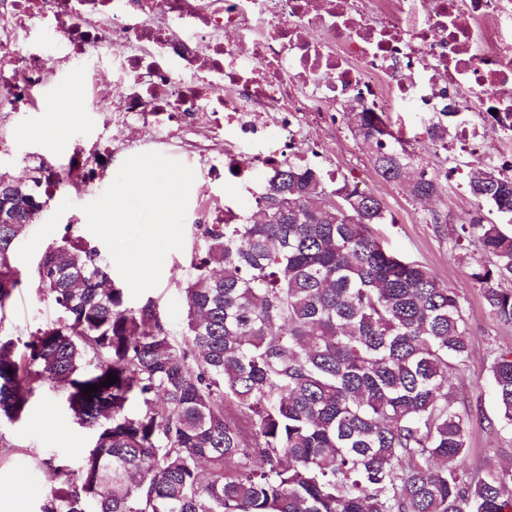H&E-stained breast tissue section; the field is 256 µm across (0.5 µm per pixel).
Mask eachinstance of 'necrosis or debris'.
Wrapping results in <instances>:
<instances>
[{
  "mask_svg": "<svg viewBox=\"0 0 512 512\" xmlns=\"http://www.w3.org/2000/svg\"><path fill=\"white\" fill-rule=\"evenodd\" d=\"M0 111L37 107L58 61L70 62L93 108L131 142L172 145L207 129L188 152L207 179H237L246 206L198 199L211 224L261 215L257 173L301 148L334 153L349 105L407 106L402 139L475 154L491 140L512 178V0H0ZM117 77L98 82L100 59ZM450 113L447 141L429 117ZM325 136L310 145L308 129Z\"/></svg>",
  "mask_w": 512,
  "mask_h": 512,
  "instance_id": "necrosis-or-debris-1",
  "label": "necrosis or debris"
}]
</instances>
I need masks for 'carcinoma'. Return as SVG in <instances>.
I'll list each match as a JSON object with an SVG mask.
<instances>
[{"label":"carcinoma","mask_w":512,"mask_h":512,"mask_svg":"<svg viewBox=\"0 0 512 512\" xmlns=\"http://www.w3.org/2000/svg\"><path fill=\"white\" fill-rule=\"evenodd\" d=\"M349 124L375 144L380 176L417 200L443 194L438 164L407 177L414 157L381 114ZM41 182L0 173L1 315L21 285L10 258L43 207ZM467 187L474 206L451 234L476 248L471 278L512 324V230L483 213L512 224V179L481 162ZM386 219L372 194L281 162L260 222L202 229L179 334L153 301L125 305L96 248L47 251L39 290L60 315L22 351L0 339V418L63 386L94 441L78 468L54 466L41 512H506L512 467L467 469L469 418L451 400L448 371L470 353L463 301L369 235ZM490 373L512 429L511 350Z\"/></svg>","instance_id":"cac0c4a2"}]
</instances>
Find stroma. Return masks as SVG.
<instances>
[{
    "instance_id": "stroma-1",
    "label": "stroma",
    "mask_w": 512,
    "mask_h": 512,
    "mask_svg": "<svg viewBox=\"0 0 512 512\" xmlns=\"http://www.w3.org/2000/svg\"><path fill=\"white\" fill-rule=\"evenodd\" d=\"M71 80V66L59 62L54 85L43 88L39 109L14 114L0 112V135L11 137L15 154L0 158V172L14 178H30L31 168L25 158L39 156L56 164L72 161V145L83 140L92 145V136L101 115L91 108L68 111L66 100L54 94L55 84ZM64 110L62 131H54L49 122L51 110ZM347 146L336 153V174L361 183L362 191L381 199L387 209L385 223L373 225L371 233L383 248L408 261L424 265L443 286L462 298L470 328L471 353L466 362L453 372V395L457 407L467 409L471 448L468 467L471 471L500 466L512 460V432L502 431L490 376V365L501 352L512 350V325L501 323L485 307L479 286L470 277V268L462 252L448 232L436 231L428 220L417 217L418 202L398 182L380 177L373 166V145L356 143L347 137ZM359 144L360 158L352 160L348 145ZM127 152H112L99 177L90 184L66 185L62 198L47 203L16 243L13 264L22 284L15 291L4 319L0 320V338L28 341L37 329L46 327L57 317V307L38 289L37 267L42 256L53 247L69 241L100 246L101 241L87 227L83 205L99 198L112 183ZM455 167L454 186L436 200L432 210L447 215L449 224H458L463 211L470 209L471 199L460 184L468 164L449 158ZM197 213L187 212L184 247L170 252L164 261L162 276L156 288L135 298L125 295L127 306L139 307L153 300L173 332H181L185 308L180 289L191 274L190 257L198 246L195 222ZM61 390L47 388L37 392L29 411L21 421L10 423L0 419V512H39L53 483V467L58 458H67L71 466H79L93 433L73 422L62 402Z\"/></svg>"
}]
</instances>
